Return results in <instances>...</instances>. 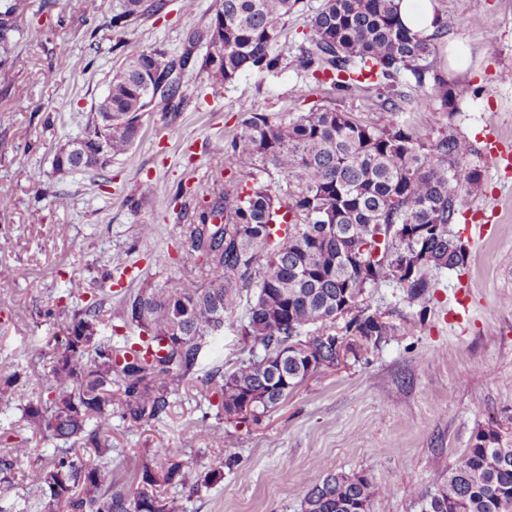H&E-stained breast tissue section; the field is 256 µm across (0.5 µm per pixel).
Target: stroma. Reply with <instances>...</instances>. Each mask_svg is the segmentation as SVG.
<instances>
[{
	"mask_svg": "<svg viewBox=\"0 0 512 512\" xmlns=\"http://www.w3.org/2000/svg\"><path fill=\"white\" fill-rule=\"evenodd\" d=\"M0 43V363L22 373L11 402L0 401V456L16 440L21 408L51 385L55 338L80 297L123 296L190 271L195 257L186 227L218 173L214 157L239 129L244 113L279 119L325 104L378 121L375 91L338 94L289 68L307 45L310 17L323 0H301L275 45L287 66L257 79L212 83L195 67L181 75L187 99L175 117L145 113L131 151L105 169L61 171V148L83 137L124 46L138 43L180 55L206 26L219 0H169L161 13L123 18L124 0H13ZM448 31L439 47L470 49L462 75L470 96L442 112L415 102L402 117L431 133L452 127L485 148L512 153V0H436ZM120 24H113V17ZM479 194L467 197L452 231L466 245L463 271L433 269V288L413 302L402 284L370 289L365 304L403 331L360 361L314 374L260 423L225 422L211 380L242 357L239 306L221 332L207 337L193 375L173 392L166 416L133 426L112 418V452L99 464L116 488L132 490L145 449L176 448L204 468L237 460L223 479L187 499V512H301L307 490L324 471L362 472L391 485L373 512H419L414 488L441 483L477 430L512 415V165L481 156ZM497 221L475 232L482 210ZM153 227L150 236L141 225ZM127 268L121 281L102 278ZM53 316H46V309ZM228 432L224 447L205 438Z\"/></svg>",
	"mask_w": 512,
	"mask_h": 512,
	"instance_id": "obj_1",
	"label": "stroma"
}]
</instances>
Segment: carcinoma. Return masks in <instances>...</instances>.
<instances>
[{"instance_id": "obj_1", "label": "carcinoma", "mask_w": 512, "mask_h": 512, "mask_svg": "<svg viewBox=\"0 0 512 512\" xmlns=\"http://www.w3.org/2000/svg\"><path fill=\"white\" fill-rule=\"evenodd\" d=\"M300 0H220L209 25L189 38L181 55L168 57L130 43L125 67L112 76L98 117L110 113L104 138L97 120L85 135L57 156L60 170L103 169L126 154L137 140L146 110L176 114L186 94L175 76L168 94L145 95L147 80L175 65L199 64L215 82L230 83L241 73L264 79L283 64L274 52L282 25ZM165 0H126L123 17L160 12ZM312 36L289 62L294 70L337 92L373 89L379 109L396 115L407 110L409 94L401 80L456 110L471 89L450 84L434 66L436 42L446 33L439 22L429 36L407 29L395 0H324L310 19ZM218 44L216 53L192 58L197 45ZM478 150L452 131L427 136L405 121L369 122L352 112L315 105L287 120L250 113L216 164L244 173L252 186L233 179L219 184L196 209L188 225L197 271L167 279L159 288H142L124 297L123 326L139 330V348L96 340L108 299L96 298L76 310L56 339L50 365L51 398L38 394L22 408L23 428L34 434L91 447L99 457L112 448V407L130 425L166 414L172 392L190 379L206 337L224 328V318L253 291L243 335L263 353L248 356L220 374L215 390L224 419L241 400L254 395L261 415L283 402L304 381L309 358L324 367L340 364L335 346L315 340L316 352L289 345L292 335L312 326L336 327L345 312L356 311L342 327L344 336H376L387 344L398 328L368 312L363 296L397 280L408 298L430 293L431 269L463 270L468 253L453 234L461 200L482 185ZM278 175L287 189L265 178ZM220 223H215V219ZM266 266L253 272L255 252ZM181 337L161 346L164 338ZM288 352L275 376L271 358ZM21 377L0 365V400L13 394ZM512 415L477 432L472 446L448 468L434 488H417L421 512H512ZM32 458L20 440L0 458V512H184L170 487L197 493L221 481L232 460L201 470L175 448L146 453L133 492L116 490L100 467L65 449L36 466L24 507L11 499L15 468ZM392 488L364 473L325 472L310 487L301 512H373Z\"/></svg>"}]
</instances>
